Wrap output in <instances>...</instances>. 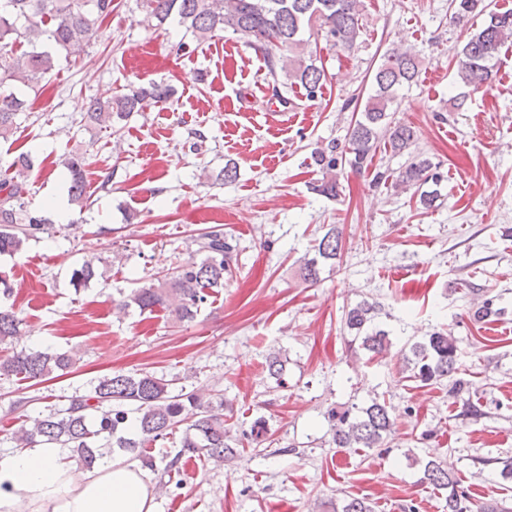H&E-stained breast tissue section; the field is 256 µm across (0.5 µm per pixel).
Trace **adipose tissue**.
Returning <instances> with one entry per match:
<instances>
[{
    "instance_id": "obj_1",
    "label": "adipose tissue",
    "mask_w": 512,
    "mask_h": 512,
    "mask_svg": "<svg viewBox=\"0 0 512 512\" xmlns=\"http://www.w3.org/2000/svg\"><path fill=\"white\" fill-rule=\"evenodd\" d=\"M0 512H154L147 468L108 459L77 473L52 444L0 451Z\"/></svg>"
}]
</instances>
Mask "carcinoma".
<instances>
[{
  "label": "carcinoma",
  "instance_id": "carcinoma-1",
  "mask_svg": "<svg viewBox=\"0 0 512 512\" xmlns=\"http://www.w3.org/2000/svg\"><path fill=\"white\" fill-rule=\"evenodd\" d=\"M139 4L160 25L171 18L177 20L199 43L218 31H232L263 55L270 74L282 73L289 85L301 87L310 99L320 92L325 73L317 65V53L309 48L305 33L314 32L332 46L348 49L362 35V0H139ZM450 8L458 23L476 12L487 14L483 26L456 52V81L466 91L448 98V111L459 112L469 93L491 86L500 50L512 43V9L490 11L485 0H450ZM114 9V0H0V139L14 133L17 115L30 107L26 94L15 87L33 88L54 69L59 56L69 58L82 52ZM421 63L419 56L397 47L384 52L365 101L345 104L358 113L345 142L314 151V162L323 173L312 185L314 193L338 197L345 169H365L384 141L393 152L408 155L392 186L403 191L415 189L422 209L436 207L440 193L425 186H436L441 180L437 164L415 150L416 129L393 118L400 91L418 81ZM171 95L172 88L167 85L133 83L108 101L90 102L87 119L110 127ZM63 165L70 175V201L81 207L84 157L71 156ZM12 167V173L0 178V257L21 253L29 241L45 233L48 224L46 217L25 209L32 159L22 154ZM343 249V229L329 225L314 246V256L300 260V277L312 285L318 283L322 267L335 264ZM236 252L237 242L224 234V229L210 227L198 237L196 253L201 258L192 256L170 277L132 290L116 307L151 313L173 301L176 317L191 321L210 291L224 287V276L231 274ZM94 280L107 281L106 270L91 260L72 272L71 281L77 287ZM379 312L377 302L362 300L344 315L350 347L368 354L371 360L386 357L392 345L390 331L376 323ZM19 325L15 312L0 305V344L12 343L19 335ZM403 360L411 378L423 384L448 381V393L454 398L473 391L472 381L460 376L457 342L444 330L406 343ZM73 365L71 355L49 346L15 347L12 354L0 358V377L22 375L41 382ZM169 386L168 380L148 373L98 377L87 383L83 393L70 397L67 405L49 406L26 420L13 436L15 447L56 444L68 449L88 470L116 454L129 455L154 469L155 460L144 454L145 445L163 441L183 426L181 450L165 461V474L179 473L187 452L201 454L217 465L235 459L237 449L230 445L224 401L204 402L193 392L174 395ZM326 419L330 441L337 448L389 450L395 422L384 400L375 397L362 407H334L327 410ZM420 481L448 491V512H474L452 464L427 461ZM321 508L322 512H374L366 499L351 496L339 504L324 502Z\"/></svg>",
  "mask_w": 512,
  "mask_h": 512
}]
</instances>
